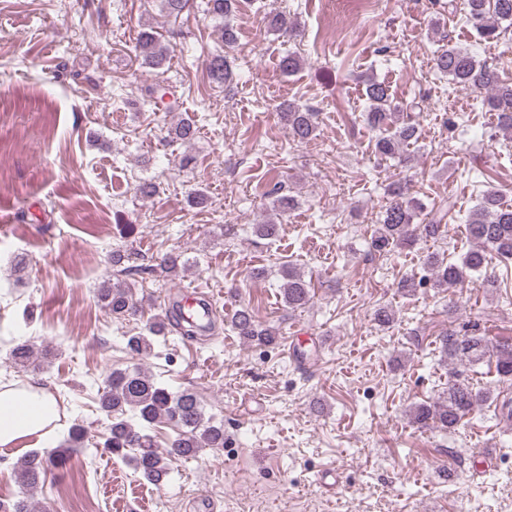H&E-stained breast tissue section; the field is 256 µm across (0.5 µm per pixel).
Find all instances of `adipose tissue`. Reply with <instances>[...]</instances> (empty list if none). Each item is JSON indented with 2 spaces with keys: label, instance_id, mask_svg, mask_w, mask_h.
<instances>
[{
  "label": "adipose tissue",
  "instance_id": "1",
  "mask_svg": "<svg viewBox=\"0 0 512 512\" xmlns=\"http://www.w3.org/2000/svg\"><path fill=\"white\" fill-rule=\"evenodd\" d=\"M59 429L55 400L34 389H0V447L9 448L28 438L49 446Z\"/></svg>",
  "mask_w": 512,
  "mask_h": 512
}]
</instances>
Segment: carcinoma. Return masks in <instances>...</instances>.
<instances>
[{"instance_id": "obj_1", "label": "carcinoma", "mask_w": 512, "mask_h": 512, "mask_svg": "<svg viewBox=\"0 0 512 512\" xmlns=\"http://www.w3.org/2000/svg\"><path fill=\"white\" fill-rule=\"evenodd\" d=\"M241 6V0H208V12L224 45L236 43V33L228 18ZM466 23L480 37L495 40L503 30L512 27V0H462ZM272 30L290 35L296 23L288 15L279 13L271 22ZM137 50L144 64L159 68L164 65L171 50L152 29L141 31ZM433 67L448 77L457 88L487 94L486 103L498 113L503 129L512 130V79H504L500 69L478 60L468 49L448 45L439 49L433 58ZM208 70L212 78L227 84L233 79L232 65L227 56L211 57ZM367 101L365 123L375 133L374 152L381 157H400L404 148L418 141V127L406 115V109L392 98L389 85L372 77L365 83ZM289 137L305 143L316 136L317 124L311 109L292 103L282 109ZM271 198L273 217L251 226L257 240L273 241L278 238L281 224L276 217L288 214L298 205L295 196L276 182L267 192ZM394 199L382 212L370 241L378 253H388L398 245H410L419 237L437 238L442 230L439 224H418L416 218L421 205L404 193L401 186L393 190ZM467 234L473 242L458 262L430 254L424 261L427 274L413 273L398 282L399 291L412 295L419 288H450L462 285L468 273L481 272L492 263L493 257L512 258V206L501 200L498 191H485L466 224ZM280 294L290 308L303 309L310 303V284L291 262L280 269ZM97 299L115 319L134 316L139 311L134 284L103 282L97 289ZM232 330L242 339L257 346L278 345L279 329L255 320L250 310L242 306L230 320ZM169 329V315L153 318L147 333L127 338L126 349L131 358L150 355L153 338L165 335ZM441 357L449 363L466 362L475 365L487 357L496 359V372L503 378L512 376V343L489 345L484 336L460 335L448 331L439 338ZM34 345L17 344L9 359L14 367L26 369L34 364ZM490 399L487 391L476 390L457 379L448 381V387L435 401L418 403L411 407L412 422L421 427H437L454 431L466 414ZM99 408L110 418L109 436L105 447L113 457L127 463L146 481L160 487L166 482L173 460L192 458L205 449L224 447V420H215L207 414L197 393L189 388L176 392L140 367L110 371L99 397ZM167 426L176 430L170 448L159 450L153 430ZM86 432L79 424L69 428L64 447L45 455L40 452L20 457L13 465L22 495L0 500V512H36L32 503L33 492L48 472L63 466L73 451L85 447Z\"/></svg>"}]
</instances>
